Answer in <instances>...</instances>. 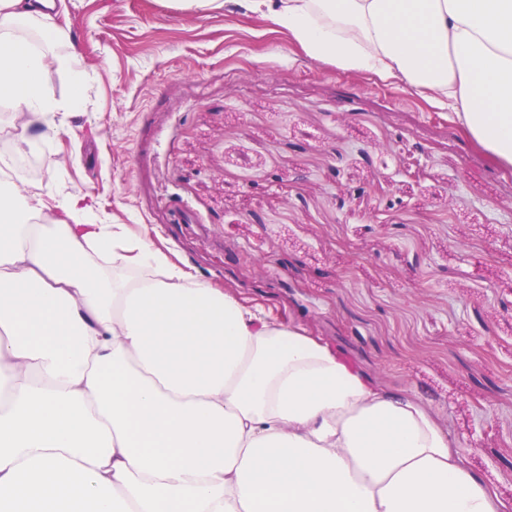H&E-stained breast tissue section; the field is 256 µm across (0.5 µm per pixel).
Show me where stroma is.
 I'll return each instance as SVG.
<instances>
[{
  "mask_svg": "<svg viewBox=\"0 0 512 512\" xmlns=\"http://www.w3.org/2000/svg\"><path fill=\"white\" fill-rule=\"evenodd\" d=\"M89 82L27 182L428 411L512 512V169L447 107L234 5L64 0Z\"/></svg>",
  "mask_w": 512,
  "mask_h": 512,
  "instance_id": "stroma-1",
  "label": "stroma"
}]
</instances>
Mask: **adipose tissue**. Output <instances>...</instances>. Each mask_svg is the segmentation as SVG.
I'll use <instances>...</instances> for the list:
<instances>
[{"instance_id":"ef3b65f1","label":"adipose tissue","mask_w":512,"mask_h":512,"mask_svg":"<svg viewBox=\"0 0 512 512\" xmlns=\"http://www.w3.org/2000/svg\"><path fill=\"white\" fill-rule=\"evenodd\" d=\"M306 56L440 95L512 168V0H230ZM47 0H0V512H500L412 400L12 175L88 82ZM63 72L69 101L46 80Z\"/></svg>"}]
</instances>
